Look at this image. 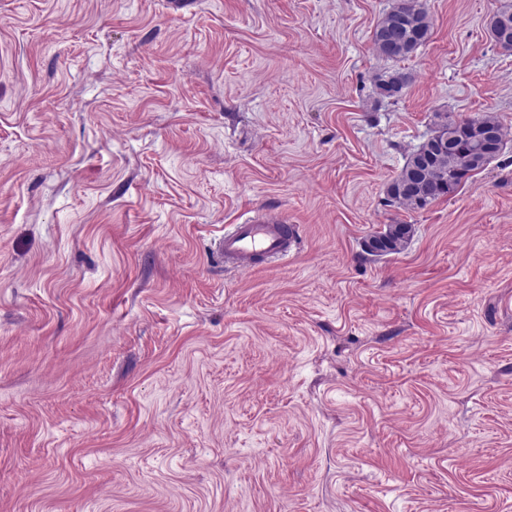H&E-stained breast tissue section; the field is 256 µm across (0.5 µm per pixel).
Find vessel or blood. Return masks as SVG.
Returning <instances> with one entry per match:
<instances>
[{
	"label": "vessel or blood",
	"mask_w": 512,
	"mask_h": 512,
	"mask_svg": "<svg viewBox=\"0 0 512 512\" xmlns=\"http://www.w3.org/2000/svg\"><path fill=\"white\" fill-rule=\"evenodd\" d=\"M296 245L295 230L284 216L258 210L225 230L213 258L224 267L245 270L286 260Z\"/></svg>",
	"instance_id": "1"
}]
</instances>
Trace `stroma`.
I'll return each instance as SVG.
<instances>
[{"label": "stroma", "mask_w": 512, "mask_h": 512, "mask_svg": "<svg viewBox=\"0 0 512 512\" xmlns=\"http://www.w3.org/2000/svg\"><path fill=\"white\" fill-rule=\"evenodd\" d=\"M424 2L389 99L397 0H0V512H512V0ZM439 112L507 145L409 213ZM433 23L425 3L402 0L377 23L373 35L374 50L384 59L404 60L425 45L432 34ZM394 44L391 55H384L381 33ZM506 19L505 25L502 19ZM488 30L495 46L505 51L512 50V11L502 10L493 14L488 22ZM410 82L409 74L399 70L383 71L375 77L378 94L386 98L399 97ZM253 213L224 229L213 253L220 266L245 270L260 262L273 264L288 259L296 247L297 235L284 216L264 210ZM411 230L408 224H388L383 231L369 238L366 250L374 256L398 253L409 239Z\"/></svg>", "instance_id": "1"}]
</instances>
